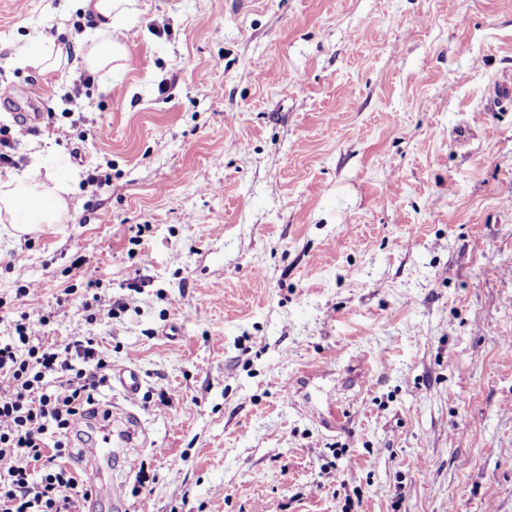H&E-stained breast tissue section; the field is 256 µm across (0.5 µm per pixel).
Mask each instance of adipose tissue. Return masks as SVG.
Listing matches in <instances>:
<instances>
[{
  "label": "adipose tissue",
  "mask_w": 512,
  "mask_h": 512,
  "mask_svg": "<svg viewBox=\"0 0 512 512\" xmlns=\"http://www.w3.org/2000/svg\"><path fill=\"white\" fill-rule=\"evenodd\" d=\"M83 6L91 28L101 35L88 47L83 63L89 70L107 73L125 67L128 49L110 33L134 12L136 0H83ZM71 192V186L50 170L41 177L23 173L0 179V224L11 225L23 235L59 223L67 213Z\"/></svg>",
  "instance_id": "1"
}]
</instances>
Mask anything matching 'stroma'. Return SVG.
<instances>
[{
	"instance_id": "1",
	"label": "stroma",
	"mask_w": 512,
	"mask_h": 512,
	"mask_svg": "<svg viewBox=\"0 0 512 512\" xmlns=\"http://www.w3.org/2000/svg\"><path fill=\"white\" fill-rule=\"evenodd\" d=\"M139 3L90 75L81 0H0L14 169L74 183L0 226V336L46 316L142 377L146 447L85 426L82 477L126 512H512V0ZM126 45L116 38H104L91 44L82 56V62L89 70L111 73L122 69L128 61ZM23 63L40 72H50L56 69L61 62V55L58 52L56 56H52V52L46 48L40 47L34 49L25 55L22 59Z\"/></svg>"
}]
</instances>
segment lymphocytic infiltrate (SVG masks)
Wrapping results in <instances>:
<instances>
[{
  "instance_id": "obj_1",
  "label": "lymphocytic infiltrate",
  "mask_w": 512,
  "mask_h": 512,
  "mask_svg": "<svg viewBox=\"0 0 512 512\" xmlns=\"http://www.w3.org/2000/svg\"><path fill=\"white\" fill-rule=\"evenodd\" d=\"M47 318L21 315L0 339V512H76L88 486L71 438L107 379L94 337L48 338Z\"/></svg>"
}]
</instances>
